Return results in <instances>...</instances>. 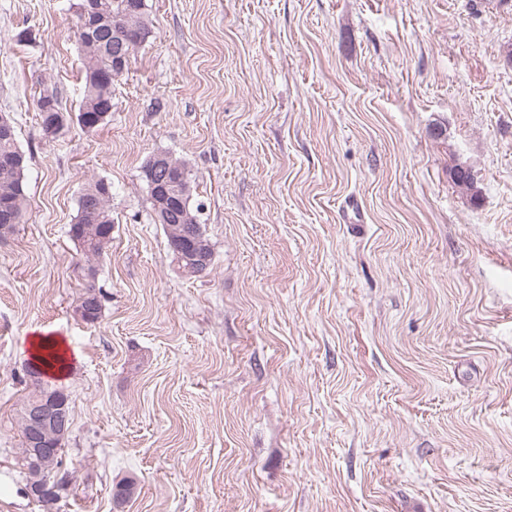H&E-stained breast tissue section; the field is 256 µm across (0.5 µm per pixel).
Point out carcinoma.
<instances>
[{
	"label": "carcinoma",
	"instance_id": "obj_1",
	"mask_svg": "<svg viewBox=\"0 0 512 512\" xmlns=\"http://www.w3.org/2000/svg\"><path fill=\"white\" fill-rule=\"evenodd\" d=\"M98 7L99 20L97 30H104L103 36L95 37L98 45L95 51L88 49L86 40L81 33V23H76L75 36L78 41L81 54V75L84 81V96L79 107L78 118H83L88 113L112 112V88L115 80L120 76L112 65V28L120 30L123 39L132 46L131 54H136L151 33L147 19H142L139 29L133 31L123 30L124 17L134 7L145 6L144 0H95ZM13 159V165L9 168L0 164V227L7 224L9 228L0 231V237L12 231L14 225L20 223L27 206L24 189V170L26 167V155L17 143L16 133L10 137H0V161ZM452 180L460 188L471 193V198L478 199L479 188L471 182L468 175L459 171V166L452 169ZM154 181L160 186L167 187L169 205L182 209L191 206L192 193L184 192L181 183L174 182L171 177L158 174ZM106 183L102 180L90 182L84 189L79 200V212L75 225L81 230L70 233L72 240L78 243L86 260L103 255L112 240V213L110 199L103 198ZM194 236L202 235L205 229L199 221L190 224L173 225V233L166 234L167 243L171 251H176L181 233ZM88 303L94 304L90 309L89 322H96L101 314V301L93 286H88L78 297L77 307L81 308ZM67 433H61L50 439L55 453L48 459L41 470V477L49 474L62 466L61 451Z\"/></svg>",
	"mask_w": 512,
	"mask_h": 512
}]
</instances>
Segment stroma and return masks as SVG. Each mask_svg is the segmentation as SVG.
<instances>
[{"label": "stroma", "mask_w": 512, "mask_h": 512, "mask_svg": "<svg viewBox=\"0 0 512 512\" xmlns=\"http://www.w3.org/2000/svg\"><path fill=\"white\" fill-rule=\"evenodd\" d=\"M78 2L0 0V112L28 159L0 240V512H512V0H145L92 130ZM160 152L192 175L203 274L151 219ZM93 177L114 229L86 323L68 231ZM351 196L364 223L340 219ZM34 335L69 362L49 505L19 452ZM46 88L40 92L39 97L35 101V107L38 112H40L41 123L43 116V126L49 130L50 132L58 131L63 123V118L55 113L54 108L50 100H52V96L50 92L45 93ZM44 94L47 97V100L43 101ZM43 102V107H42ZM43 112V113H42ZM42 126L43 134L48 138L47 135H50L47 130ZM47 134V135H46ZM26 474V481H28V474ZM58 485H51L46 479H32L28 481L27 494L33 498L38 499L43 503H53L58 499Z\"/></svg>", "instance_id": "stroma-1"}]
</instances>
